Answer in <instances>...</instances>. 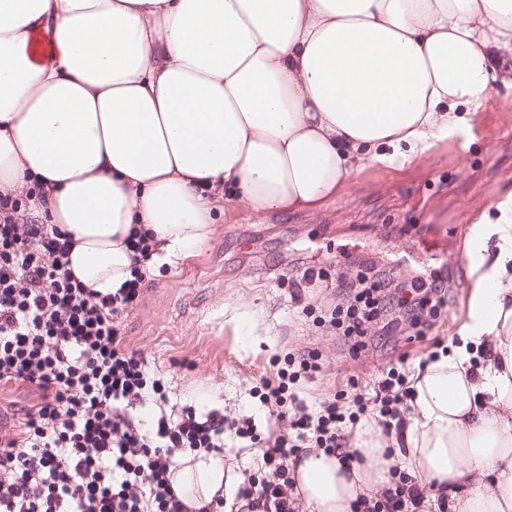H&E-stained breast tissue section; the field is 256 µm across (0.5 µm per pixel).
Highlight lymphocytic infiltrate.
<instances>
[{
	"label": "lymphocytic infiltrate",
	"instance_id": "1",
	"mask_svg": "<svg viewBox=\"0 0 512 512\" xmlns=\"http://www.w3.org/2000/svg\"><path fill=\"white\" fill-rule=\"evenodd\" d=\"M22 198L0 193V385H25L39 394L13 432L0 435V512H189L171 485L179 454L224 452V417L197 416L192 408L161 415L142 429L134 412L146 398L167 402L165 383L140 352L123 346L116 320L139 298L152 249L133 242L131 278L100 294L65 269L68 241L60 230L28 223ZM440 278L424 296L387 291L362 275L346 303L327 322L345 338L364 337L382 312L398 307L412 325L446 305ZM309 350L274 359L254 393L273 409L277 428L258 432L252 420L234 431L262 449L268 475L240 491L250 512H295L289 491L291 456L304 448L354 459L345 431L360 422L404 428L412 389L398 367L383 371L373 394L339 390L315 402L303 392L321 370ZM380 496L362 499L354 512H420L424 491L401 467Z\"/></svg>",
	"mask_w": 512,
	"mask_h": 512
}]
</instances>
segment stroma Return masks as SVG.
<instances>
[{"label":"stroma","instance_id":"35a3bbf8","mask_svg":"<svg viewBox=\"0 0 512 512\" xmlns=\"http://www.w3.org/2000/svg\"><path fill=\"white\" fill-rule=\"evenodd\" d=\"M511 193L512 88L500 84L433 155L367 167L318 205L258 221L222 204L207 246L151 264L137 303L118 320L122 344L163 374L172 402L223 412L231 423L249 417L263 432L269 412L251 390L288 351H320L311 397L351 378L371 392L392 363L412 375L430 354L451 351L473 282L472 227ZM307 268L323 270L324 280L292 284ZM434 268L446 278L447 305L424 330L406 320L386 334L374 325L355 352L304 313L344 302L337 281L371 271L409 282Z\"/></svg>","mask_w":512,"mask_h":512}]
</instances>
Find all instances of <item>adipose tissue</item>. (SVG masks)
Segmentation results:
<instances>
[{"label":"adipose tissue","mask_w":512,"mask_h":512,"mask_svg":"<svg viewBox=\"0 0 512 512\" xmlns=\"http://www.w3.org/2000/svg\"><path fill=\"white\" fill-rule=\"evenodd\" d=\"M512 0H0V192L69 233L68 271L116 292L131 230L169 262L206 246L220 202L256 219L313 206L355 171L426 156L462 106L512 83ZM478 221L468 318L415 378L405 453L376 423L359 462L289 464L303 512H352L401 465L512 512V194ZM244 480L203 454L172 477L193 512Z\"/></svg>","instance_id":"ef3b65f1"}]
</instances>
